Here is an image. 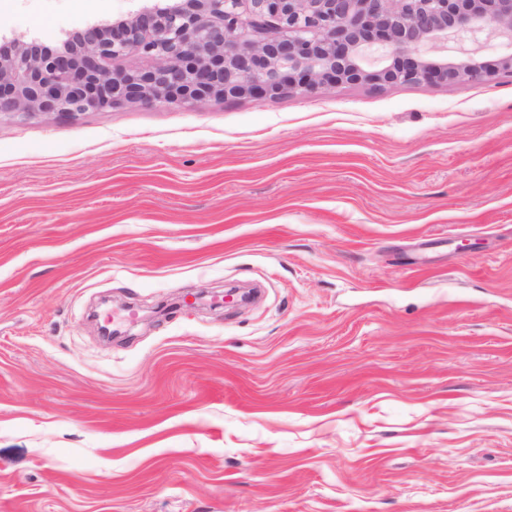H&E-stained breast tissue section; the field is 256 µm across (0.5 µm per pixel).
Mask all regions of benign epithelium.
Segmentation results:
<instances>
[{"label": "benign epithelium", "instance_id": "obj_1", "mask_svg": "<svg viewBox=\"0 0 512 512\" xmlns=\"http://www.w3.org/2000/svg\"><path fill=\"white\" fill-rule=\"evenodd\" d=\"M503 40L512 45V0H152L58 50L0 44V114L481 81L512 70V52L494 68L482 59ZM129 55L151 64L112 67Z\"/></svg>", "mask_w": 512, "mask_h": 512}]
</instances>
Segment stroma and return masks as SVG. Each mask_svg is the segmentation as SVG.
<instances>
[{"mask_svg":"<svg viewBox=\"0 0 512 512\" xmlns=\"http://www.w3.org/2000/svg\"><path fill=\"white\" fill-rule=\"evenodd\" d=\"M0 512H512V72L1 115Z\"/></svg>","mask_w":512,"mask_h":512,"instance_id":"35a3bbf8","label":"stroma"}]
</instances>
